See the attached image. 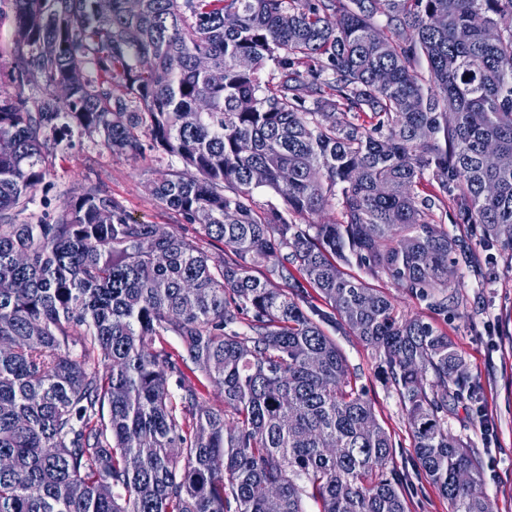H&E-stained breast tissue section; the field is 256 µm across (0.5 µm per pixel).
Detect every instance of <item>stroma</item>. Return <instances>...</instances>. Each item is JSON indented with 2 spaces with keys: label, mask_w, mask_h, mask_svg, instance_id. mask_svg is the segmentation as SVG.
Masks as SVG:
<instances>
[{
  "label": "stroma",
  "mask_w": 512,
  "mask_h": 512,
  "mask_svg": "<svg viewBox=\"0 0 512 512\" xmlns=\"http://www.w3.org/2000/svg\"><path fill=\"white\" fill-rule=\"evenodd\" d=\"M17 40L13 27L0 25V95L21 98L32 109L44 96L45 86L39 80L22 87L12 81ZM180 167L176 158L152 148H145L141 157L133 159L112 152L99 137L76 132L62 141L50 158L47 177L34 191V203L25 217L33 221L57 217L66 202L95 187L117 201L132 220L164 224L191 236L194 225L186 223L151 190L159 172ZM456 281L461 307L454 314L435 310L429 301L391 281L380 280L376 286L391 297L399 313L433 323L463 356L480 400L468 406L449 403L448 428L465 436L477 453L483 490L494 512H512V272L502 259L494 275L481 277L463 266ZM331 335L351 370L358 374L378 423L395 440V463L409 477V512H449L447 499L414 466L405 412L397 395L380 378L375 353L344 327H336ZM480 409L495 426V434L487 443L473 422Z\"/></svg>",
  "instance_id": "obj_1"
}]
</instances>
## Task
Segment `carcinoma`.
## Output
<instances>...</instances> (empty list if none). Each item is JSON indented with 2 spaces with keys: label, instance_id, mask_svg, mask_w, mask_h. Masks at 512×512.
<instances>
[{
  "label": "carcinoma",
  "instance_id": "carcinoma-1",
  "mask_svg": "<svg viewBox=\"0 0 512 512\" xmlns=\"http://www.w3.org/2000/svg\"><path fill=\"white\" fill-rule=\"evenodd\" d=\"M4 3L26 47L15 80L47 93L34 112L0 98V512H408L395 442L326 332L338 321L379 358L450 512H491L448 430V401L478 400L463 356L344 267L446 312L457 268H479L469 231L512 256V0ZM75 130L132 158L145 133L195 171L153 193L231 256L96 189L18 221ZM332 204L340 221L296 222ZM449 206L467 228L436 221Z\"/></svg>",
  "mask_w": 512,
  "mask_h": 512
}]
</instances>
